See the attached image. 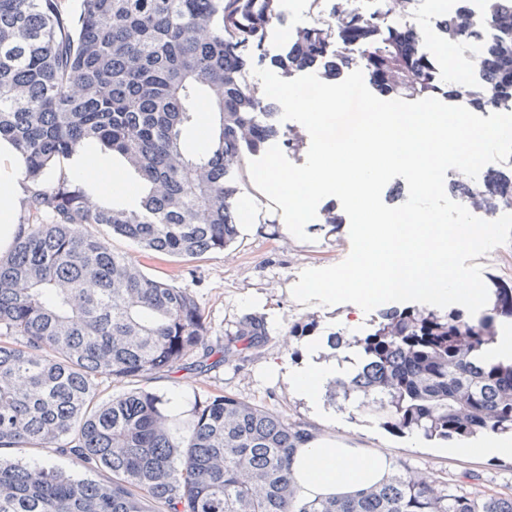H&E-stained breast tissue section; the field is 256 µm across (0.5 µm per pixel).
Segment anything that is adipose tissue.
Wrapping results in <instances>:
<instances>
[{"instance_id":"ef3b65f1","label":"adipose tissue","mask_w":512,"mask_h":512,"mask_svg":"<svg viewBox=\"0 0 512 512\" xmlns=\"http://www.w3.org/2000/svg\"><path fill=\"white\" fill-rule=\"evenodd\" d=\"M335 361L312 354L309 360L288 369L293 388L309 401H317L324 383L337 376ZM390 457L382 451H369L324 437L298 448L291 472L301 499L349 495L382 481L391 470Z\"/></svg>"}]
</instances>
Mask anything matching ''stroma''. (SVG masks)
Listing matches in <instances>:
<instances>
[{
    "label": "stroma",
    "mask_w": 512,
    "mask_h": 512,
    "mask_svg": "<svg viewBox=\"0 0 512 512\" xmlns=\"http://www.w3.org/2000/svg\"><path fill=\"white\" fill-rule=\"evenodd\" d=\"M238 188L240 198L250 203L252 218L242 224L238 242L222 252L191 261L150 256L136 244L113 235L107 226H96L95 231L112 250L127 256L147 274L172 280L193 295L210 323L213 345H221L225 331L247 314L264 318L268 328L265 345L240 351L232 361L204 373L190 363L174 373L147 375L131 382L103 377L98 381L103 396H117L137 387L167 400L181 395L189 407L209 393L234 396L264 405L315 434L386 451L395 471L409 469L434 487L455 486L474 497L512 494V453H483L484 436L468 439L470 451L462 454L459 440H430L418 431H397L351 400L325 397L308 402L285 376L268 375L270 363L288 366L306 359L310 340L333 333L348 311L345 303L333 310L315 301L298 303L292 288L304 269L331 266L348 256L350 224L345 221L335 226L316 216L306 226L309 241H301L288 231L281 208L256 188L251 177H244ZM305 324L312 326L311 336L294 335V327ZM0 456L52 466L76 478L88 475L81 465L50 448H12Z\"/></svg>",
    "instance_id": "obj_1"
}]
</instances>
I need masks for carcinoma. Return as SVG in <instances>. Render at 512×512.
Segmentation results:
<instances>
[{
  "mask_svg": "<svg viewBox=\"0 0 512 512\" xmlns=\"http://www.w3.org/2000/svg\"><path fill=\"white\" fill-rule=\"evenodd\" d=\"M330 17L288 33L278 54L254 56L284 23L283 0H0V140L20 155L26 216L0 257V448H53L107 484L52 467L0 459V512H512V495L442 492L407 472L346 497L298 499L290 465L314 437L269 408L224 394L195 400L186 428L166 401L132 389L103 400L101 377L133 381L264 345L256 315L224 345L194 297L151 277L89 230L105 225L147 254L185 260L236 243L249 217L239 200L243 159L271 141L299 148L275 103L247 80L254 62L291 76L315 69L326 81L355 70L379 92L434 97L472 112H512V9L483 0L446 44L461 76L442 77L429 34L363 0H331ZM212 116L201 150L185 134ZM97 142L137 184L133 206H106L79 175H46ZM473 199L512 209V172L487 171ZM512 318V287L494 289L478 320L393 309L360 345L363 359L332 382L357 407L399 431L443 441L512 433V360L487 356L499 319Z\"/></svg>",
  "mask_w": 512,
  "mask_h": 512,
  "instance_id": "carcinoma-1",
  "label": "carcinoma"
}]
</instances>
